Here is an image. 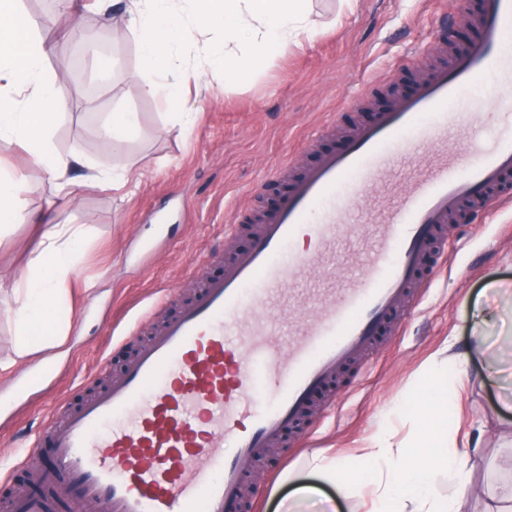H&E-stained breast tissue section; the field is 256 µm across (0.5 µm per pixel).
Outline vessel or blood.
I'll use <instances>...</instances> for the list:
<instances>
[{"mask_svg":"<svg viewBox=\"0 0 512 512\" xmlns=\"http://www.w3.org/2000/svg\"><path fill=\"white\" fill-rule=\"evenodd\" d=\"M512 0H485L480 36L415 92L322 154L294 181L250 245L206 281L124 374L76 412L48 413L54 458L42 478L101 512H229L241 461L275 446L308 398L358 360L401 304L442 224L488 200L512 171ZM499 127L464 103L487 72ZM404 181L369 213L349 199ZM367 235L361 274L314 289L318 318L287 340L258 313L287 280L322 268L339 239ZM232 438L235 457L224 454Z\"/></svg>","mask_w":512,"mask_h":512,"instance_id":"vessel-or-blood-1","label":"vessel or blood"}]
</instances>
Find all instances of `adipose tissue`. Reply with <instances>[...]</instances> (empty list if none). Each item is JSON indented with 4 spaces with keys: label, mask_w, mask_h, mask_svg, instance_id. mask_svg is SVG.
Wrapping results in <instances>:
<instances>
[{
    "label": "adipose tissue",
    "mask_w": 512,
    "mask_h": 512,
    "mask_svg": "<svg viewBox=\"0 0 512 512\" xmlns=\"http://www.w3.org/2000/svg\"><path fill=\"white\" fill-rule=\"evenodd\" d=\"M126 10L128 27L138 36L143 91L155 98L180 94L190 76L173 64L188 25L223 29V47L207 51L203 64L228 77L252 68L270 52L285 50L301 32L315 27L311 0H127ZM48 55L33 26L18 14L16 0H0V138L20 144L68 197L75 187L67 177L71 161L47 141L64 106L56 75L43 69ZM18 193L17 178L0 171V213L43 227L40 252L12 287L16 355L22 359L65 340L54 330L56 312L67 299L82 231L54 224L50 212H27L18 204ZM447 377L445 361L433 360L416 394L425 417L412 446L370 449L358 460L324 470V477H344L368 488L370 512H460L459 499L438 497L431 484L434 472L441 469L460 491L472 483L469 451L449 446L446 432L436 426L447 397ZM380 456L387 459L385 471L365 477V467Z\"/></svg>",
    "instance_id": "1"
}]
</instances>
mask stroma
<instances>
[{"label": "stroma", "instance_id": "1", "mask_svg": "<svg viewBox=\"0 0 512 512\" xmlns=\"http://www.w3.org/2000/svg\"><path fill=\"white\" fill-rule=\"evenodd\" d=\"M482 0H354L339 10L336 0H315L323 25L288 49L268 57L259 68L235 80L206 72L182 97L163 102L141 90L138 39L116 34L95 7L83 10L84 29L107 32L102 53L125 71L123 81L84 65L80 93H73L70 63L55 52L45 70L58 72V88L69 106L49 137L56 152L74 156L71 174L81 182L70 202H53L54 182L43 177L17 142L0 139V162L25 175L20 192L26 210L52 206L57 224L79 226L87 236L71 277L70 296L57 313L65 342L27 361L14 362L12 301L0 297V478L24 494L27 475L15 466L27 440L44 427L51 409L70 406L93 390L119 356L139 347L185 304L200 282L222 274L224 262L246 249L245 216L268 211L278 193L311 167L321 154L338 150L355 127L371 122L373 102L398 89L411 94L428 67H403L415 52L432 63L444 61L449 32L457 51L475 40L465 11L481 14ZM364 104L345 111L346 102ZM195 113L182 126L181 112ZM115 112H134L137 131L116 142L100 129ZM338 121L328 132L321 125ZM320 137L306 146L311 132ZM293 164L280 176L272 171L284 154ZM130 167L126 186L110 188L85 182L88 165ZM265 187L257 182L264 175ZM32 225L14 223L0 235V282L11 283L38 253ZM365 244L342 241L335 256L317 272L289 285L296 301L260 311L269 327L287 330L289 315L311 322L317 316L307 289L333 273L361 272ZM446 263L427 257L414 300L404 301L378 345L350 366L344 383L316 401L303 430L288 443L267 449L259 462H242L248 487L247 512H366L361 495L346 497L321 479L313 455L351 459L378 436L399 444L414 429L415 394L433 357L447 350L450 364L467 363L475 379L465 388L448 385L442 425L448 441L474 448L473 493L462 512H490L512 498V348L503 378L478 382L485 361L470 349L476 328L497 337L501 316L512 310L504 289H512V202L492 206L475 220L446 227ZM489 315L478 325L479 312Z\"/></svg>", "mask_w": 512, "mask_h": 512}]
</instances>
